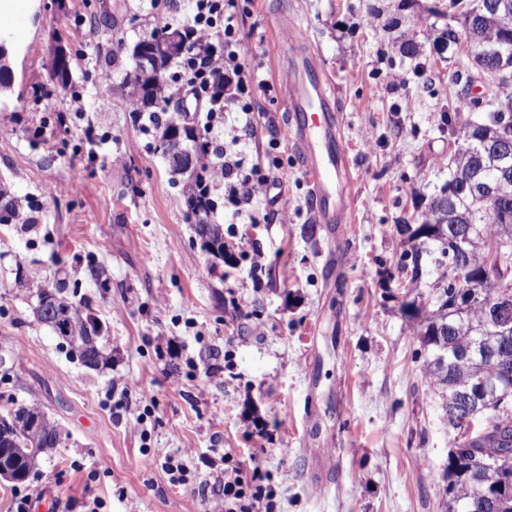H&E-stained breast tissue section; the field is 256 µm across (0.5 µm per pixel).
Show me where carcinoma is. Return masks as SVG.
Listing matches in <instances>:
<instances>
[{
  "mask_svg": "<svg viewBox=\"0 0 512 512\" xmlns=\"http://www.w3.org/2000/svg\"><path fill=\"white\" fill-rule=\"evenodd\" d=\"M512 6V0H448V10L463 18V29H441L435 37L437 46L457 41L470 34L481 36L484 54L488 60L501 55L512 56V22L504 21L503 4ZM167 34L180 36V43L165 48L160 54L162 85L160 97L168 102L172 98L171 84L177 82L172 68L178 67L190 55H217L224 47L223 39L215 35L210 39L194 33L191 26L174 28L165 23L160 33H151L142 41L155 40ZM209 94L210 112L224 109V72L213 74L204 82ZM509 83L500 82L490 90L489 109L484 119L472 122V138L456 145L448 157V182L429 203V215L417 225L412 239L424 238L437 243V252L431 259L435 270L445 277L448 266L458 267L465 257L448 253V235L454 227L474 225L478 229L481 249L486 254L497 251L501 235L512 228V154L499 151L506 129L498 125L497 115L505 113L512 118V93ZM131 111L151 116L159 107L148 96L127 95ZM167 121L159 136H164L174 122L185 125V138L179 154L170 157L173 171L187 175L185 202L194 217L196 232L207 243L218 245L224 254V234L218 224L209 222L214 209L212 199L213 178L205 158L209 157L211 140L187 113L177 111ZM496 184V196L489 198L480 190V182ZM426 260L424 250L414 247L403 255V269L410 271V281H419ZM430 314L416 322L415 335L427 350L423 370L431 390L441 398V408L456 400L463 387L478 386L475 395L477 413L475 436L465 444L457 445L448 453V466L443 474L445 495L460 504L456 512H512V456L496 466L486 465L477 448H512V395L501 399V390L493 383V373L484 359V351L502 352V360L512 365L511 340L503 343L500 334L485 324L484 306L478 305L465 313L454 309L448 298V289L439 292ZM37 319L51 326L60 344L71 349L85 348L84 367L92 370L106 364L109 356L99 344L100 333L91 325V316L69 301L67 286L61 282L47 296L42 307L36 308ZM9 421L8 436L0 433V466L13 471L14 481L23 482L30 475L38 457L57 447L59 424L37 407H22L15 413L0 415V422Z\"/></svg>",
  "mask_w": 512,
  "mask_h": 512,
  "instance_id": "carcinoma-1",
  "label": "carcinoma"
}]
</instances>
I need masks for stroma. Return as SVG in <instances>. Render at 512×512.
Masks as SVG:
<instances>
[{
	"label": "stroma",
	"instance_id": "stroma-1",
	"mask_svg": "<svg viewBox=\"0 0 512 512\" xmlns=\"http://www.w3.org/2000/svg\"><path fill=\"white\" fill-rule=\"evenodd\" d=\"M447 2L246 0L241 47L262 78L277 80L284 14L328 73L354 216L332 239L310 223L309 186L279 135L284 100L257 89L237 150L249 165L279 161L277 190L243 205L258 223L225 233L218 256L157 131L119 89L133 43L187 23L189 0H27L24 37H0V193L31 218L0 224V410L37 406L61 439L25 483L0 480V512L20 493L29 512H222L228 453L271 474L277 512H445L454 432L402 307L428 308L447 281L409 283L399 226L420 223L454 130L492 87L435 52L448 18L432 8ZM405 39L417 60L399 53ZM58 47L65 89L47 68ZM61 281L100 322L110 365L84 368L37 321L40 290ZM171 457L185 480L164 469Z\"/></svg>",
	"mask_w": 512,
	"mask_h": 512
}]
</instances>
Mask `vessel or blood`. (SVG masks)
<instances>
[{
	"mask_svg": "<svg viewBox=\"0 0 512 512\" xmlns=\"http://www.w3.org/2000/svg\"><path fill=\"white\" fill-rule=\"evenodd\" d=\"M279 25L287 38L279 59L285 90V137L299 157L310 187V221L332 237L341 225L351 223L354 210L349 189L351 163L339 129V114L326 92L328 75L306 48L304 31L285 18Z\"/></svg>",
	"mask_w": 512,
	"mask_h": 512,
	"instance_id": "1",
	"label": "vessel or blood"
}]
</instances>
